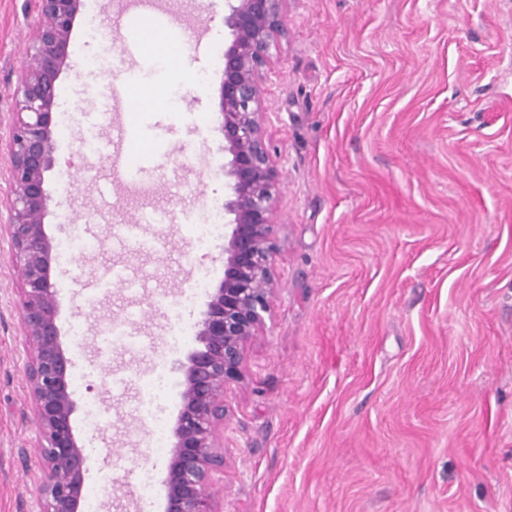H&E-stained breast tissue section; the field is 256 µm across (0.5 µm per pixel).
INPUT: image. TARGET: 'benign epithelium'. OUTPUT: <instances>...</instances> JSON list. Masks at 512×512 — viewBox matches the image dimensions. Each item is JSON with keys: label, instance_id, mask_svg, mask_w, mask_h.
<instances>
[{"label": "benign epithelium", "instance_id": "obj_1", "mask_svg": "<svg viewBox=\"0 0 512 512\" xmlns=\"http://www.w3.org/2000/svg\"><path fill=\"white\" fill-rule=\"evenodd\" d=\"M231 40L221 57V130L229 216L224 278L196 323L198 347L180 368V408L165 461L163 512H219L213 489L224 472V394L242 380L246 343L265 326L277 281L274 236L278 169L264 137L269 119L263 68L283 30L286 0H227ZM39 26L31 63L15 93L9 123L10 200L5 224L21 272L19 314L30 349L27 368L42 459L39 512H80L89 457L76 431L72 362L61 342L54 242L45 230L46 173L54 164L53 110L68 67L69 45L83 0H35Z\"/></svg>", "mask_w": 512, "mask_h": 512}]
</instances>
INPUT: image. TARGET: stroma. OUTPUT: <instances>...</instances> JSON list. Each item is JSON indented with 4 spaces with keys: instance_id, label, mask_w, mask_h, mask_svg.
<instances>
[{
    "instance_id": "obj_1",
    "label": "stroma",
    "mask_w": 512,
    "mask_h": 512,
    "mask_svg": "<svg viewBox=\"0 0 512 512\" xmlns=\"http://www.w3.org/2000/svg\"><path fill=\"white\" fill-rule=\"evenodd\" d=\"M30 2L0 0L1 138L39 24ZM124 8L84 0L46 178V232L79 245L53 279L82 381L75 426L98 450L86 488L108 489L100 512H137L143 384L160 369L180 379L197 343L178 339L174 310L188 303L195 325L209 300L192 296L195 279L224 277L223 239L191 234L224 196V0H162L186 45L130 35ZM115 80L132 101L117 118L142 132L131 144L88 115ZM261 92L277 290L226 394L221 512H512V0H288ZM95 137L129 163L158 161L126 180L88 151ZM86 164L111 178V203L79 178ZM152 206L173 213L144 230L157 250L113 239ZM114 266L140 290L89 291ZM19 287L1 233L0 512H37L39 499ZM131 310L138 349L99 356L103 327Z\"/></svg>"
}]
</instances>
